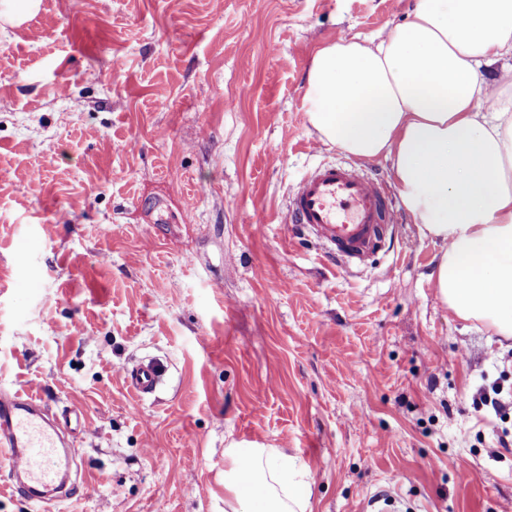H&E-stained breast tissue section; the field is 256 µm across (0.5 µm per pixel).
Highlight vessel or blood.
<instances>
[{
	"label": "vessel or blood",
	"mask_w": 512,
	"mask_h": 512,
	"mask_svg": "<svg viewBox=\"0 0 512 512\" xmlns=\"http://www.w3.org/2000/svg\"><path fill=\"white\" fill-rule=\"evenodd\" d=\"M389 198L387 187L363 169L322 163L299 181L285 221L312 231L344 270L374 253L392 232L397 214ZM160 375V364L151 360L126 372L124 380L143 397L153 392ZM67 428L35 397L17 390L0 392V446L12 451L11 471L19 491L38 498L45 512L73 496L63 485L73 463L63 450Z\"/></svg>",
	"instance_id": "vessel-or-blood-1"
}]
</instances>
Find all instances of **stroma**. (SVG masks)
Wrapping results in <instances>:
<instances>
[{
	"mask_svg": "<svg viewBox=\"0 0 512 512\" xmlns=\"http://www.w3.org/2000/svg\"><path fill=\"white\" fill-rule=\"evenodd\" d=\"M414 6L40 0L0 33V390L85 416L57 512H224L230 447L284 449L311 512H512V408L473 404L512 389V339L449 311L440 244L406 213L340 271L280 221L351 160L308 122L313 52ZM161 366L158 362L150 360L141 363L131 371H126L124 380L127 387L138 397H145L152 393L161 375Z\"/></svg>",
	"mask_w": 512,
	"mask_h": 512,
	"instance_id": "35a3bbf8",
	"label": "stroma"
}]
</instances>
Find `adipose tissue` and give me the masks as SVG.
Instances as JSON below:
<instances>
[{
    "label": "adipose tissue",
    "instance_id": "1",
    "mask_svg": "<svg viewBox=\"0 0 512 512\" xmlns=\"http://www.w3.org/2000/svg\"><path fill=\"white\" fill-rule=\"evenodd\" d=\"M512 56V0H416L381 39L314 52L308 121L326 145L389 161L405 210L442 243L430 279L453 314L512 337V94L484 76ZM224 512H307L279 448H231Z\"/></svg>",
    "mask_w": 512,
    "mask_h": 512
}]
</instances>
